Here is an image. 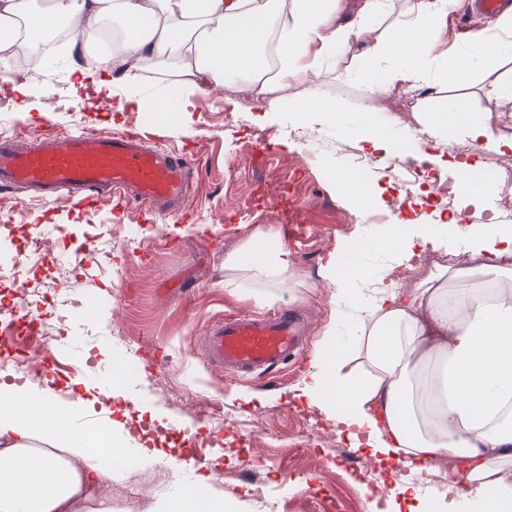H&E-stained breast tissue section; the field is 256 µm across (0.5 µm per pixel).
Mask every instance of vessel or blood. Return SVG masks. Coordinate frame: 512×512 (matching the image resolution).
Masks as SVG:
<instances>
[{
  "mask_svg": "<svg viewBox=\"0 0 512 512\" xmlns=\"http://www.w3.org/2000/svg\"><path fill=\"white\" fill-rule=\"evenodd\" d=\"M195 170L186 154L148 147L125 133L54 132L23 146L0 138V186L26 187L50 202L67 196L83 209L109 204L145 218L191 217L186 204ZM302 328L292 310L272 316L236 315L213 324L205 338L209 362L249 375L287 364L299 351Z\"/></svg>",
  "mask_w": 512,
  "mask_h": 512,
  "instance_id": "obj_1",
  "label": "vessel or blood"
}]
</instances>
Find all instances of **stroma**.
<instances>
[{"label": "stroma", "instance_id": "stroma-1", "mask_svg": "<svg viewBox=\"0 0 512 512\" xmlns=\"http://www.w3.org/2000/svg\"><path fill=\"white\" fill-rule=\"evenodd\" d=\"M474 30L499 42L494 69L480 65L481 49L469 39ZM443 38L448 55L431 62L422 90L398 85L374 101L373 124L383 137L377 148L351 133L370 101L355 40L290 78L279 112L262 111L233 89L220 98L196 93L173 112L120 107L118 99L73 85L70 68L97 55L89 43L57 46L21 84L0 68V134L37 135L31 110L47 87L58 130L136 133L185 150L198 171L191 188L195 216L185 222L143 225L134 211L118 215L105 204L83 211L63 200L46 215L25 188L0 187V255L21 260L24 269L20 279L0 281V308L14 315L27 310L43 327L62 330L61 339L35 354L38 366L51 369L42 384L64 403L85 397L90 386L111 390L112 419L128 431L129 444L176 460L161 473L146 462L134 474L116 466L96 501L112 512H154L203 475L221 512H409L392 463L351 447L335 421L296 398L307 357L238 377L209 363L204 334L230 314L271 315L288 307L303 320L308 350L330 342L347 350L349 367L365 368L358 323L331 321L328 257L340 270L354 261L378 269L385 231L399 218L433 225L459 251L467 229L487 225L499 192L488 164L512 165V150L484 139L465 143V130L453 126L442 137L418 139L412 125L421 113L457 99L474 122L500 115L492 133L511 141L512 96L503 89L512 85V34L499 29L497 17L480 15L477 0H458ZM458 59L469 63L468 79H442L445 63ZM21 85L29 91L24 100ZM318 100L335 103L331 124L298 114L299 106ZM407 144L425 153L422 170L447 182L446 208L430 200L425 183L406 194L403 208H390L397 181L388 169L407 159ZM358 154L372 160L374 193L352 199L340 176ZM461 156L483 173L486 195L460 191L455 161ZM459 213L464 222L453 223ZM45 222L55 230L40 260L24 258L30 226ZM257 232L265 233L268 249L286 251L287 287H225V255ZM258 482L268 485L267 498L256 496Z\"/></svg>", "mask_w": 512, "mask_h": 512}]
</instances>
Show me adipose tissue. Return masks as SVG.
Wrapping results in <instances>:
<instances>
[{"mask_svg":"<svg viewBox=\"0 0 512 512\" xmlns=\"http://www.w3.org/2000/svg\"><path fill=\"white\" fill-rule=\"evenodd\" d=\"M337 2L294 0L279 43L291 68L255 88L269 111H279L282 99L273 90L287 86L290 72L366 31L363 21L337 22ZM455 4L418 0L415 16L389 41L365 43L363 75L372 97L398 84L421 88L439 44L435 21ZM63 24L76 35L110 37L97 68L78 70L79 87L106 99L119 92L127 105L164 112L177 98L221 93L254 73L271 21L265 0H0V50L20 42L46 59L50 36ZM151 70L167 71L171 80L148 101L139 74ZM424 119L432 136L452 125L466 128L472 141L491 135L457 100ZM384 248L390 258L377 270L355 262L345 273L332 264L325 272L332 313L358 321L371 374L347 372L344 351L319 347L297 395L349 429L353 447H369L403 468L466 461L470 489L452 501L453 512H512V473L499 465L512 460V296L445 289L476 271L512 279V225L472 233L468 251L478 268L438 264L406 291L404 270L422 251L447 250V242L421 224L411 233L390 228ZM224 270L228 288L288 283L287 260L268 252L259 233L225 256ZM111 426L108 419L81 422L79 407L33 384L0 387V512H89L91 491L111 478L112 459L123 450ZM37 440L60 446L66 460L34 448Z\"/></svg>","mask_w":512,"mask_h":512,"instance_id":"1","label":"adipose tissue"}]
</instances>
